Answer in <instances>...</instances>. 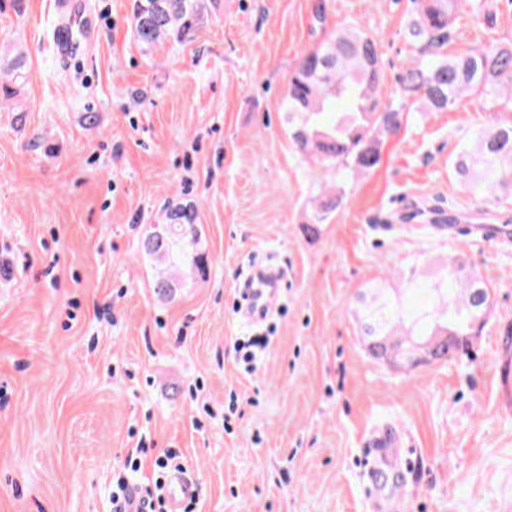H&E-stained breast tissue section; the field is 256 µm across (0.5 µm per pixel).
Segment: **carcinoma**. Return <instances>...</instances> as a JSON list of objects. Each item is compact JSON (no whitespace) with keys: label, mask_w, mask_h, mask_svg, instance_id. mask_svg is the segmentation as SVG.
<instances>
[{"label":"carcinoma","mask_w":512,"mask_h":512,"mask_svg":"<svg viewBox=\"0 0 512 512\" xmlns=\"http://www.w3.org/2000/svg\"><path fill=\"white\" fill-rule=\"evenodd\" d=\"M415 16L407 39L416 54L399 76L397 95L385 97V76L377 45L361 30L333 35L304 53L288 80L283 100L288 135L295 148L319 161L335 187L313 203L309 224H325L342 205L345 185L376 169L382 159L381 138L397 133L411 106L419 112H445L467 96L485 107L512 112V48L488 44L450 55L444 51L448 28L459 16L481 7L478 0H413ZM205 0H132L131 26L146 52L166 40L184 41L197 31ZM454 170L472 194L500 192L512 200V125L475 134L458 152ZM191 203H171L160 221L146 224L139 250L157 264L152 288L161 300L172 299L188 281L207 278V258L191 224ZM430 303L419 306L413 294L389 300L376 297L364 325L367 352L387 360L414 346L435 363L453 362L479 335L492 307L489 281L466 274L461 261L437 283L416 286ZM413 315L404 336L394 335V320Z\"/></svg>","instance_id":"cac0c4a2"}]
</instances>
